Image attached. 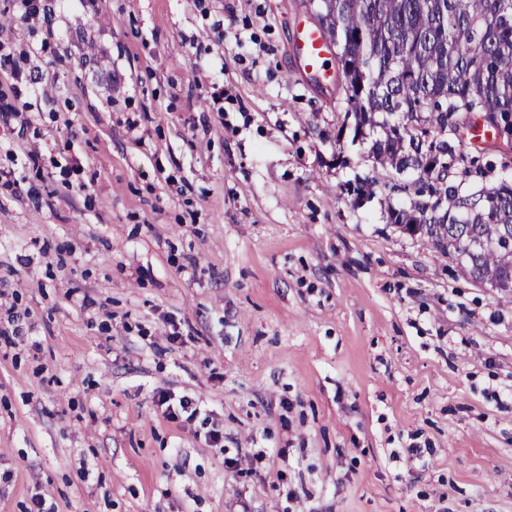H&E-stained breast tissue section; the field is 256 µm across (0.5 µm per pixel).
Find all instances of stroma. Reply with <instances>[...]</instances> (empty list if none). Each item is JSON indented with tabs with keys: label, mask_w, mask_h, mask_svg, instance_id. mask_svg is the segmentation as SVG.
<instances>
[{
	"label": "stroma",
	"mask_w": 512,
	"mask_h": 512,
	"mask_svg": "<svg viewBox=\"0 0 512 512\" xmlns=\"http://www.w3.org/2000/svg\"><path fill=\"white\" fill-rule=\"evenodd\" d=\"M311 17L0 0V512H512V300L391 224L400 176L293 57ZM452 139L498 186L512 142ZM14 7L18 8L20 20H27L42 12L44 20L51 21L54 10L49 0H16ZM155 402L158 406L165 407V413L168 417L173 420H178L183 414H188L186 420L192 421L201 414V408L191 399L181 397L178 400V404L171 403L174 398L167 392H159L155 395Z\"/></svg>",
	"instance_id": "obj_1"
}]
</instances>
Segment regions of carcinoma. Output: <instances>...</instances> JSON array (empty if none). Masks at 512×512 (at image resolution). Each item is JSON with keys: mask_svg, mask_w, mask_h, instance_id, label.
Wrapping results in <instances>:
<instances>
[{"mask_svg": "<svg viewBox=\"0 0 512 512\" xmlns=\"http://www.w3.org/2000/svg\"><path fill=\"white\" fill-rule=\"evenodd\" d=\"M342 64L345 115L380 129L373 150L398 174L425 172L428 140L447 156L452 176L483 175L476 155L448 140L460 116L512 127V0H307ZM499 187L465 195L445 179L420 176L409 209L391 223L419 234L442 255L463 256L474 280L512 297V171Z\"/></svg>", "mask_w": 512, "mask_h": 512, "instance_id": "1", "label": "carcinoma"}]
</instances>
